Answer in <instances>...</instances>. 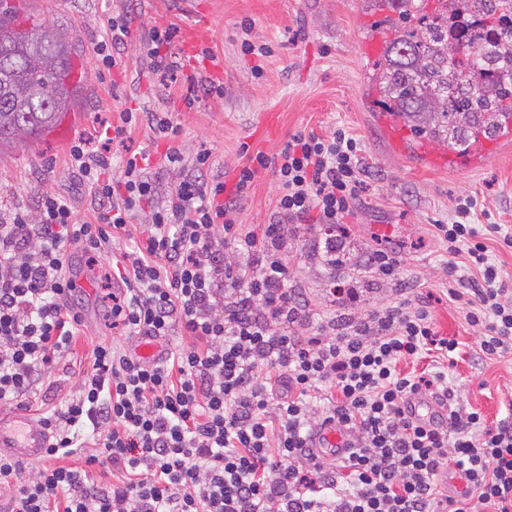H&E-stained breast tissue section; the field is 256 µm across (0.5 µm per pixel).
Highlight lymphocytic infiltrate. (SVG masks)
Segmentation results:
<instances>
[{
	"label": "lymphocytic infiltrate",
	"mask_w": 512,
	"mask_h": 512,
	"mask_svg": "<svg viewBox=\"0 0 512 512\" xmlns=\"http://www.w3.org/2000/svg\"><path fill=\"white\" fill-rule=\"evenodd\" d=\"M175 25L153 27L150 70L175 78ZM132 111L121 114L97 147L78 139L70 166L93 190V218L43 195L36 208L0 222V403L28 406L42 373L68 352L83 323L68 271L67 248L97 265L102 246L120 241L142 209L149 228L110 293L122 337L169 336L181 326L189 344L148 362L120 340L98 345L91 371L42 426L46 458L92 446L83 467H44L24 476L21 461L0 453V494L11 512H512V422L482 430L478 412L415 417L410 396H450L448 375L404 374L401 360L429 352L451 358L458 343L439 335L424 298L404 299L350 317L314 321L289 288L288 228L334 229L365 189L361 151L343 131L299 133L274 156L256 153L233 186L208 178L209 151L185 163L164 155L179 180L160 195L137 155L111 176L108 146L126 143ZM273 170L279 193L271 222L243 227L237 214L259 171ZM470 199L436 233L448 250V296L481 327L487 357L512 352V279L489 257ZM233 243L247 262L224 254ZM350 433L348 480L332 464L314 465L315 431ZM470 484L464 498L441 494L447 465ZM120 472L103 484L96 469Z\"/></svg>",
	"instance_id": "obj_1"
}]
</instances>
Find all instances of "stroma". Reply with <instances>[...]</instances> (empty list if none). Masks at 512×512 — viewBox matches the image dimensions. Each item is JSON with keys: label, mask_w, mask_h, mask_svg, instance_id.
<instances>
[{"label": "stroma", "mask_w": 512, "mask_h": 512, "mask_svg": "<svg viewBox=\"0 0 512 512\" xmlns=\"http://www.w3.org/2000/svg\"><path fill=\"white\" fill-rule=\"evenodd\" d=\"M25 8L74 38L78 96L60 120L71 138H61L54 128L27 145L0 151V212L33 205L47 193L66 197L80 211L90 210L91 189L69 166L71 141L98 136L127 109L136 112L138 123L128 147L115 145L111 152L118 159L130 150L149 153V170L165 189L179 173L163 162L168 144L157 137L152 113H172L182 127L177 145L185 160L209 150L217 161L214 175L229 184L247 154L274 155L299 132L326 137L344 129L358 140L369 171L366 191L343 226L346 239L362 253L338 277L323 264L313 236H292L288 260L293 285L323 317L373 310L400 300L401 293L375 280L363 253L373 247L396 250L405 259L407 283L426 296L439 334L459 343L448 368L451 407L478 411L489 428L512 415V353L482 358L479 328L469 325L461 304L448 297V252L434 232L435 225L448 223L456 202L466 196L476 205L479 224L512 226V144L465 171L426 160L433 144L409 139L400 147L392 144L369 81L374 61L360 50L362 43L391 39L383 12L372 10L366 0H26ZM122 12L134 19L133 40L117 65L106 69L97 62L95 49L109 33L111 16ZM200 12L208 17L201 44L224 62L220 98L188 90L181 80L165 89L150 72L142 49L152 27L173 24L182 29ZM246 19L255 20L253 34L270 44V56L260 59L242 52L239 23ZM258 68L263 71L259 77L254 74ZM189 97L194 100L190 106L185 103ZM269 114L276 117L275 130L260 132ZM277 194L275 174L259 172L238 223H268ZM375 224L392 225V238L373 234ZM94 287L95 316L46 374L30 402L29 417L52 413L90 370L94 348L111 341L108 284L98 279ZM336 287L341 290L337 296L332 293Z\"/></svg>", "instance_id": "35a3bbf8"}]
</instances>
